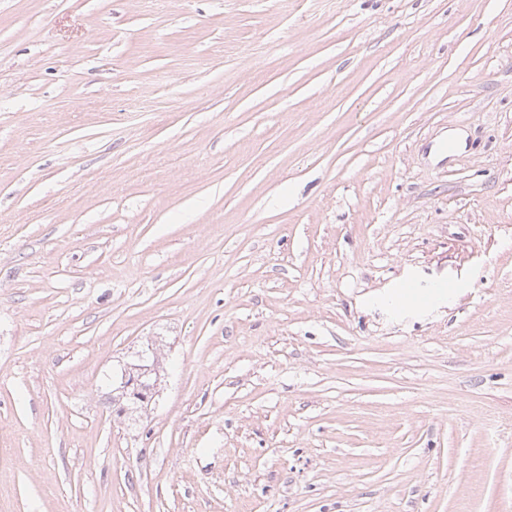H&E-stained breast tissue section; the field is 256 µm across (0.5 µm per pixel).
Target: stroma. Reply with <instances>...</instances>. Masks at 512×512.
Wrapping results in <instances>:
<instances>
[{"instance_id": "1", "label": "stroma", "mask_w": 512, "mask_h": 512, "mask_svg": "<svg viewBox=\"0 0 512 512\" xmlns=\"http://www.w3.org/2000/svg\"><path fill=\"white\" fill-rule=\"evenodd\" d=\"M0 512H512V0H0Z\"/></svg>"}]
</instances>
